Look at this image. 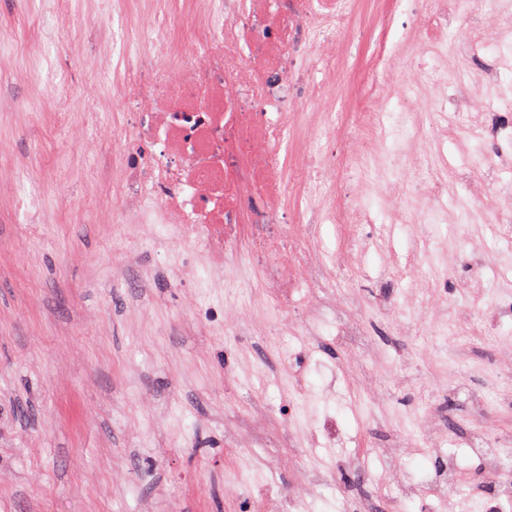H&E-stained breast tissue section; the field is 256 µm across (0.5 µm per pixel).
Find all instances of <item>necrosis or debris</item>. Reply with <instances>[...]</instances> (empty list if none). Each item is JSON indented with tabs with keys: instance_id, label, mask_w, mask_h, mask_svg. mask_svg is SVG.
Listing matches in <instances>:
<instances>
[{
	"instance_id": "obj_1",
	"label": "necrosis or debris",
	"mask_w": 512,
	"mask_h": 512,
	"mask_svg": "<svg viewBox=\"0 0 512 512\" xmlns=\"http://www.w3.org/2000/svg\"><path fill=\"white\" fill-rule=\"evenodd\" d=\"M272 17L239 29L254 0H224L222 13L211 15L204 33L191 34L185 48L170 43V23L146 16L144 31L155 54L137 60L125 85L113 88L114 111L123 122L112 130L123 166L118 223L168 224L181 240H194L213 256L223 257L235 244L239 224L273 225L279 217L278 186L308 171L310 158L289 160L284 148L288 114V73L269 64L251 81L240 75L251 56L288 49V19L303 12L307 30L335 32L345 12H322L314 0H272ZM275 107L278 116L258 126L238 122L236 98ZM262 140V162L234 156L230 137ZM304 264L269 262L265 286L290 303L313 287ZM482 467L498 477L495 512H512V449L489 430L471 435Z\"/></svg>"
}]
</instances>
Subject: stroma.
<instances>
[{
	"instance_id": "35a3bbf8",
	"label": "stroma",
	"mask_w": 512,
	"mask_h": 512,
	"mask_svg": "<svg viewBox=\"0 0 512 512\" xmlns=\"http://www.w3.org/2000/svg\"><path fill=\"white\" fill-rule=\"evenodd\" d=\"M429 14L428 0H355L326 40L288 21L296 39L282 62L296 105L319 83L336 95L322 110L328 130L288 125L289 154L314 152L309 178L321 188L290 187L277 230L324 269L337 320L369 314L373 297L388 302L350 350L291 334L311 323L316 300L282 305L264 288L250 225L238 252L219 259L165 224H113L120 115L110 72L122 36L140 24L139 0H0V512H265L267 498L302 490L309 512H350L358 497L368 512H388L395 491L374 477L378 449L395 446L403 472L424 484L407 512H437L426 481L445 456L478 490L469 512H490L496 481L468 446L469 408L489 348H512V316L493 302L512 290V249L484 217L512 200L511 139L491 132L499 98L474 91L462 101L448 71L474 86L494 68L512 89V66L496 62L512 53L498 34L512 15L486 0L468 23L449 17L444 49L423 55L418 46L436 35ZM407 57L414 67H402ZM439 83L445 112L479 116L489 134L476 142L425 124L404 172L389 174L381 140L356 113L391 125ZM90 86L95 99L78 107ZM351 153L374 158L368 177L339 169ZM476 153L497 158V172H475ZM466 199L474 245L464 251L449 226ZM423 201L445 207L443 224L413 220ZM356 210L365 222L347 224ZM188 249L182 280L166 277L170 254ZM475 274L478 301L463 286ZM202 306L233 334L199 316ZM470 311L465 343L433 335ZM327 418L335 441L313 443ZM432 419L437 449L415 448ZM349 460L362 470L306 487L307 470Z\"/></svg>"
}]
</instances>
